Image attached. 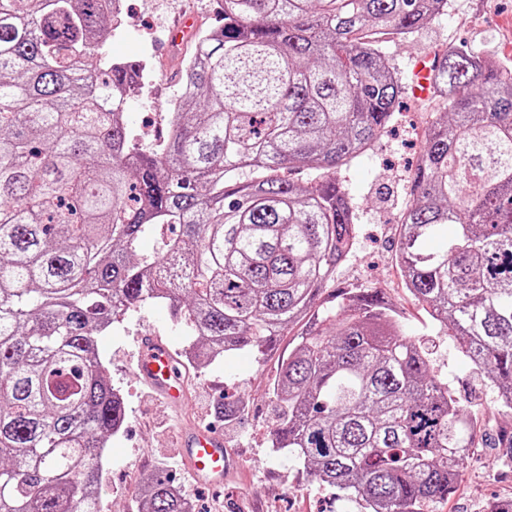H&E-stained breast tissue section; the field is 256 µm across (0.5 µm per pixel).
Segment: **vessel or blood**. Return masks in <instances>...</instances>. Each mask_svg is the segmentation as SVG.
I'll list each match as a JSON object with an SVG mask.
<instances>
[{
  "mask_svg": "<svg viewBox=\"0 0 512 512\" xmlns=\"http://www.w3.org/2000/svg\"><path fill=\"white\" fill-rule=\"evenodd\" d=\"M136 374L169 404L181 405L187 396L182 373L167 344L160 337L147 335L134 365ZM186 468L203 483L220 484L230 467L224 436L193 426L183 431Z\"/></svg>",
  "mask_w": 512,
  "mask_h": 512,
  "instance_id": "obj_1",
  "label": "vessel or blood"
}]
</instances>
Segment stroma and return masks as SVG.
Returning <instances> with one entry per match:
<instances>
[{"label":"stroma","instance_id":"35a3bbf8","mask_svg":"<svg viewBox=\"0 0 512 512\" xmlns=\"http://www.w3.org/2000/svg\"><path fill=\"white\" fill-rule=\"evenodd\" d=\"M136 34L117 32L107 38L112 57L130 62L150 56L152 78L143 94L127 98L123 112L132 130L166 128L167 105L183 88L184 62L194 52L186 43L179 54L160 52L158 44L181 15L194 14L198 27L224 23V0H125ZM483 53L512 58V0H448V9L408 38H385L390 63L405 83H412L417 60L458 43ZM430 122L404 100L395 132L341 169L340 179L353 203L359 246L336 271L334 289L375 288L403 317L405 330L431 355L434 370L466 406L485 435L460 473L448 500L432 512H487L497 498H512V464L492 440L512 430V410L461 354L444 326L414 302L403 286L396 255L400 239L399 212L408 198L407 158L420 149ZM161 336L171 352L185 344L184 330L168 305L147 303L132 308L99 348L106 374L125 404V421L109 438L102 454L101 512H140L139 490L148 477L161 474L193 506V512H362L339 489L317 482L301 463L271 446L274 428L270 382L278 363L294 346L286 332L265 359L239 351L192 371L186 383L188 404L172 409L135 374L134 363L146 335ZM245 404L234 422L218 420L214 406L223 396ZM222 432L234 468L224 486L214 490L197 483L186 470L180 433L187 424Z\"/></svg>","mask_w":512,"mask_h":512}]
</instances>
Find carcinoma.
<instances>
[{
  "label": "carcinoma",
  "instance_id": "carcinoma-1",
  "mask_svg": "<svg viewBox=\"0 0 512 512\" xmlns=\"http://www.w3.org/2000/svg\"><path fill=\"white\" fill-rule=\"evenodd\" d=\"M114 2L0 0V512H100L125 413L99 339L148 301L184 322L197 365L263 356L310 320L271 382L275 451L364 512L447 500L476 439L464 405L377 289L316 299L356 234L336 173L406 89L371 34L406 38L448 0H224L151 146L105 49ZM433 65L399 215L404 286L512 409V66L465 46ZM162 225L165 250L137 258ZM242 408L226 397L215 414ZM142 503L190 512L159 476Z\"/></svg>",
  "mask_w": 512,
  "mask_h": 512
}]
</instances>
